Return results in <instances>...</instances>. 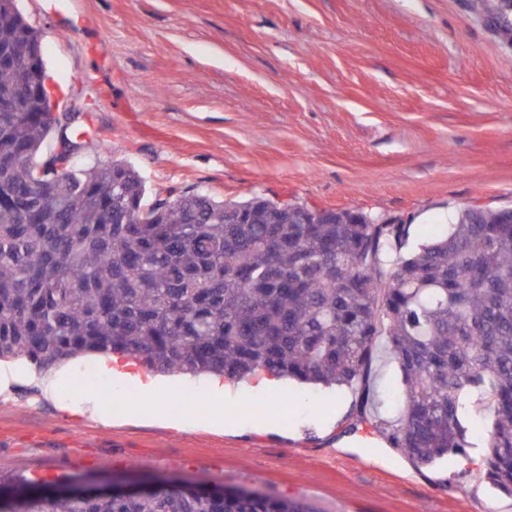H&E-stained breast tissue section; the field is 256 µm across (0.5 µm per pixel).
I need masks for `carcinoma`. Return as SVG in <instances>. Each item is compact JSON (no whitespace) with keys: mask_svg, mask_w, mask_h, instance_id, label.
Listing matches in <instances>:
<instances>
[{"mask_svg":"<svg viewBox=\"0 0 512 512\" xmlns=\"http://www.w3.org/2000/svg\"><path fill=\"white\" fill-rule=\"evenodd\" d=\"M40 42L0 0V51ZM36 68L0 61V359L39 367L112 352L151 371L242 379L260 370L324 387L368 382L376 339L402 373L391 447L421 464L480 435L489 482L512 496V224L470 204L394 262L407 224L362 211L324 218L263 197L184 193L146 202L125 161L47 167L58 130ZM238 217L235 224L227 216ZM479 408L483 418L470 419ZM70 476L0 478V512H312L246 488L161 478L128 494L63 490Z\"/></svg>","mask_w":512,"mask_h":512,"instance_id":"cac0c4a2","label":"carcinoma"}]
</instances>
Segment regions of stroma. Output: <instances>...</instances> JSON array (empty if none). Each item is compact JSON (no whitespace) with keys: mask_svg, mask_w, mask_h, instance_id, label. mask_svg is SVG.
<instances>
[{"mask_svg":"<svg viewBox=\"0 0 512 512\" xmlns=\"http://www.w3.org/2000/svg\"><path fill=\"white\" fill-rule=\"evenodd\" d=\"M38 30L58 111L90 100L78 163L123 159L148 195L202 190L359 210L406 224L407 249L469 204L512 208V42L463 0H19ZM0 395V475L166 476L299 499L313 512H512L484 449L421 465L360 386H270L268 429L195 409L213 379L176 376L172 420L66 404L87 387Z\"/></svg>","mask_w":512,"mask_h":512,"instance_id":"obj_1","label":"stroma"}]
</instances>
